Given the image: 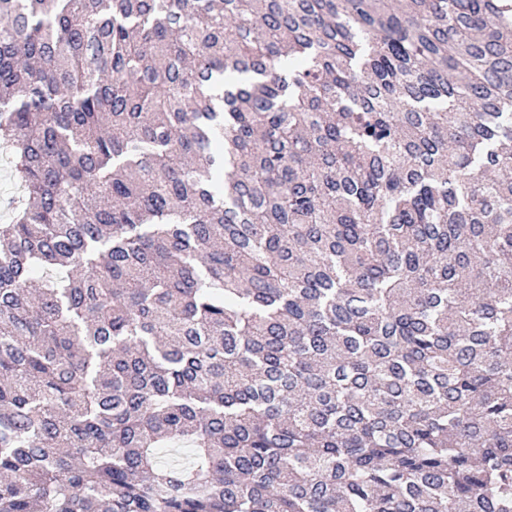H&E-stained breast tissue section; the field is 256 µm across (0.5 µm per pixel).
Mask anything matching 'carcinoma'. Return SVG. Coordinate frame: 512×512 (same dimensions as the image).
<instances>
[{"instance_id":"obj_1","label":"carcinoma","mask_w":512,"mask_h":512,"mask_svg":"<svg viewBox=\"0 0 512 512\" xmlns=\"http://www.w3.org/2000/svg\"><path fill=\"white\" fill-rule=\"evenodd\" d=\"M0 146V512H512L511 7L0 0Z\"/></svg>"}]
</instances>
